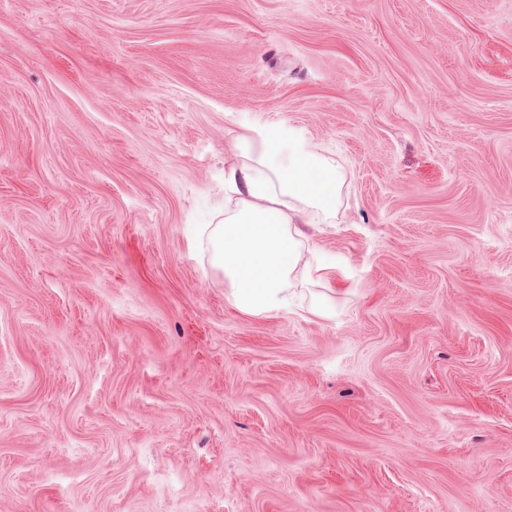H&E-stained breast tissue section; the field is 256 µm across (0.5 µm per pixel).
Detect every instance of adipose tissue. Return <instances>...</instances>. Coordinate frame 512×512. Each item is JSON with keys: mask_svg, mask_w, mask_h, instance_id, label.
Wrapping results in <instances>:
<instances>
[{"mask_svg": "<svg viewBox=\"0 0 512 512\" xmlns=\"http://www.w3.org/2000/svg\"><path fill=\"white\" fill-rule=\"evenodd\" d=\"M228 145L233 161L224 185L231 196L223 221L207 228L211 262L238 310L267 316L289 308L298 276L337 278V266L311 267L300 227L335 216L344 173L315 144L282 151L273 132L257 139L235 134Z\"/></svg>", "mask_w": 512, "mask_h": 512, "instance_id": "obj_1", "label": "adipose tissue"}]
</instances>
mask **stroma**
I'll use <instances>...</instances> for the list:
<instances>
[{
	"label": "stroma",
	"instance_id": "stroma-1",
	"mask_svg": "<svg viewBox=\"0 0 512 512\" xmlns=\"http://www.w3.org/2000/svg\"><path fill=\"white\" fill-rule=\"evenodd\" d=\"M273 128L341 279L254 317L192 238ZM0 512H512V0H0Z\"/></svg>",
	"mask_w": 512,
	"mask_h": 512
}]
</instances>
